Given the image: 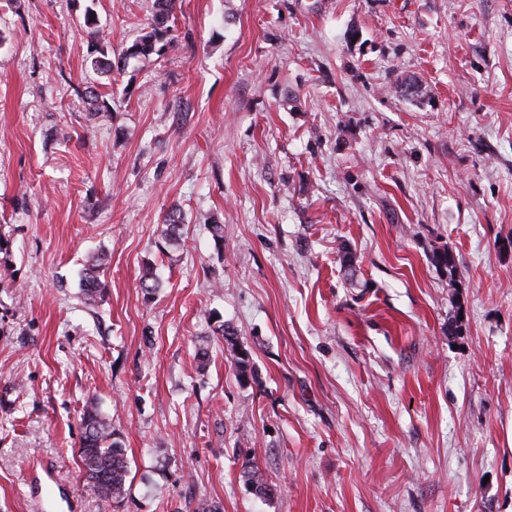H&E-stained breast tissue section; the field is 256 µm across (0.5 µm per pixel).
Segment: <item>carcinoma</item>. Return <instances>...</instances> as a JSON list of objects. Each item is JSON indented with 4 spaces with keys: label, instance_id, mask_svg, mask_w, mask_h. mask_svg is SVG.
Instances as JSON below:
<instances>
[{
    "label": "carcinoma",
    "instance_id": "1",
    "mask_svg": "<svg viewBox=\"0 0 512 512\" xmlns=\"http://www.w3.org/2000/svg\"><path fill=\"white\" fill-rule=\"evenodd\" d=\"M176 5L177 0H155L149 30L143 32L130 46L126 47L115 62L108 57L107 50L103 48L98 50L99 57L94 60L96 69L101 73L112 74L115 70L121 69V64L130 58H146L154 53H160L157 44L172 32L170 22L174 18ZM180 224H182V217L177 210L170 211L164 217L163 234L168 243L178 242ZM433 263L448 273V282L455 281L457 265L452 253L445 249L433 253ZM107 265V255L99 254L92 257L88 267L84 269L81 281L83 295L87 302L94 301L101 292L104 286L101 274L104 273ZM222 336L233 352L239 379L249 381V375L252 374L251 352L239 341L233 327L225 326ZM78 458L87 484L101 497L117 504L121 503L130 474L129 462L112 428V419L103 414L93 402L86 404L83 408ZM242 474L246 484L255 494L261 496L270 494L271 488L265 474L256 462L246 459L242 464Z\"/></svg>",
    "mask_w": 512,
    "mask_h": 512
}]
</instances>
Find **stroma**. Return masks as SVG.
Instances as JSON below:
<instances>
[{
	"mask_svg": "<svg viewBox=\"0 0 512 512\" xmlns=\"http://www.w3.org/2000/svg\"><path fill=\"white\" fill-rule=\"evenodd\" d=\"M178 2L113 77L86 19L118 51L154 0H0V512L34 463L67 512H512V0ZM89 400L118 507L77 464ZM108 265V257L105 254H99L93 256L89 262L88 267L84 269L82 281V291L85 300L91 304L95 301V298L99 295L102 288H104V282L101 281V274H104L105 269ZM222 336L233 352L234 365L240 381H249V375L252 377L251 352L239 341L233 327L224 326ZM78 458L87 484L101 497L121 503L130 474L129 462L112 420L94 402L83 408ZM242 474L246 484L256 495L268 496L270 494L271 488L265 474L251 458H247L242 464Z\"/></svg>",
	"mask_w": 512,
	"mask_h": 512,
	"instance_id": "stroma-1",
	"label": "stroma"
}]
</instances>
